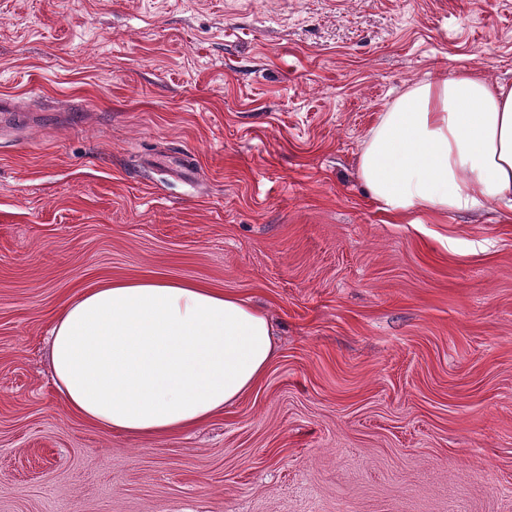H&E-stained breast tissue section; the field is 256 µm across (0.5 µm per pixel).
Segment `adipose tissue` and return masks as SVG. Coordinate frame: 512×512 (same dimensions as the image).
<instances>
[{
    "label": "adipose tissue",
    "instance_id": "adipose-tissue-1",
    "mask_svg": "<svg viewBox=\"0 0 512 512\" xmlns=\"http://www.w3.org/2000/svg\"><path fill=\"white\" fill-rule=\"evenodd\" d=\"M358 174L397 220L492 204L512 218V85L461 70L407 87L371 128ZM50 356L71 412L161 439L253 389L275 350L268 318L236 295L143 276L80 292L53 320Z\"/></svg>",
    "mask_w": 512,
    "mask_h": 512
}]
</instances>
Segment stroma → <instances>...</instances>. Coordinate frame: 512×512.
I'll list each match as a JSON object with an SVG mask.
<instances>
[{
  "label": "stroma",
  "mask_w": 512,
  "mask_h": 512,
  "mask_svg": "<svg viewBox=\"0 0 512 512\" xmlns=\"http://www.w3.org/2000/svg\"><path fill=\"white\" fill-rule=\"evenodd\" d=\"M512 84V0H0V512H512V222L357 173L406 86ZM232 293L259 384L164 439L49 371L104 279Z\"/></svg>",
  "instance_id": "stroma-1"
}]
</instances>
